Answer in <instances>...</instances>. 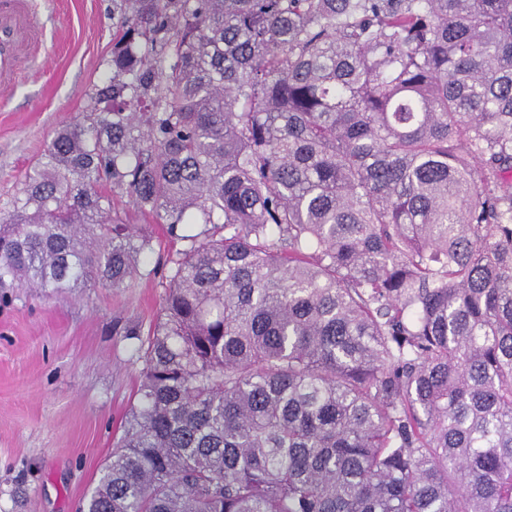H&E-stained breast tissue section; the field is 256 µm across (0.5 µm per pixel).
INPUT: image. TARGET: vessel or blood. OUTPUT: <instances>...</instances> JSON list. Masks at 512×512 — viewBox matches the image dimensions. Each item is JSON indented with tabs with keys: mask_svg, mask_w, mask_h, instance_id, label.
<instances>
[{
	"mask_svg": "<svg viewBox=\"0 0 512 512\" xmlns=\"http://www.w3.org/2000/svg\"><path fill=\"white\" fill-rule=\"evenodd\" d=\"M42 34L31 0H0V96L8 97L24 58L36 57Z\"/></svg>",
	"mask_w": 512,
	"mask_h": 512,
	"instance_id": "b4317fda",
	"label": "vessel or blood"
}]
</instances>
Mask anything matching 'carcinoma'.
Wrapping results in <instances>:
<instances>
[{"mask_svg":"<svg viewBox=\"0 0 512 512\" xmlns=\"http://www.w3.org/2000/svg\"><path fill=\"white\" fill-rule=\"evenodd\" d=\"M0 287L187 243L85 512H512V0H119ZM198 233H190L195 226Z\"/></svg>","mask_w":512,"mask_h":512,"instance_id":"1","label":"carcinoma"}]
</instances>
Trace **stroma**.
<instances>
[{
  "mask_svg": "<svg viewBox=\"0 0 512 512\" xmlns=\"http://www.w3.org/2000/svg\"><path fill=\"white\" fill-rule=\"evenodd\" d=\"M42 65L0 100V213L56 130L109 80L114 0H37ZM152 249L123 288H0V512H78L123 435L183 241L150 224Z\"/></svg>",
  "mask_w": 512,
  "mask_h": 512,
  "instance_id": "1",
  "label": "stroma"
}]
</instances>
